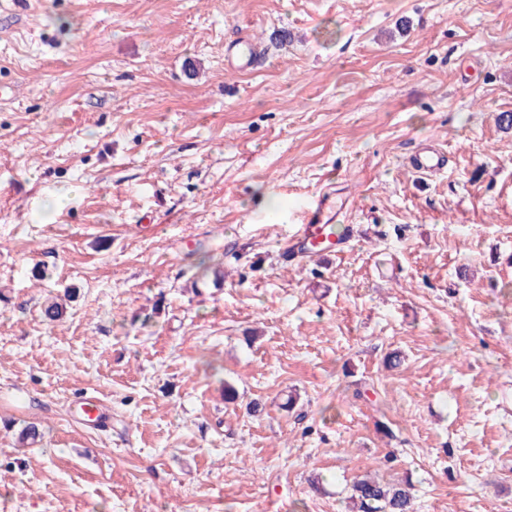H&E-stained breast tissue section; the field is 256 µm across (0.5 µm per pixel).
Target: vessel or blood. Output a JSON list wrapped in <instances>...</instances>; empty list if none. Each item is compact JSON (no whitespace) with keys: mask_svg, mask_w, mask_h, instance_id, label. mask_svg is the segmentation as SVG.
Listing matches in <instances>:
<instances>
[{"mask_svg":"<svg viewBox=\"0 0 512 512\" xmlns=\"http://www.w3.org/2000/svg\"><path fill=\"white\" fill-rule=\"evenodd\" d=\"M342 242V237L337 236L336 229L330 222L327 203L321 199L304 215L301 224L297 225L283 251V257L291 262L332 253L339 250ZM76 411L85 424L91 427L104 429L112 422L110 410L95 395H81Z\"/></svg>","mask_w":512,"mask_h":512,"instance_id":"1","label":"vessel or blood"}]
</instances>
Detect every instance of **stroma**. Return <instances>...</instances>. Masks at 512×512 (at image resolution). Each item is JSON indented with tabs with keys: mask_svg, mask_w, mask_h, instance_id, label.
<instances>
[{
	"mask_svg": "<svg viewBox=\"0 0 512 512\" xmlns=\"http://www.w3.org/2000/svg\"><path fill=\"white\" fill-rule=\"evenodd\" d=\"M0 84V512H512V0H0ZM331 219L327 213L326 200L322 197L304 215L302 223L297 224L295 232L284 248V259L291 262L341 249L340 245L345 241L336 235L334 225L330 224ZM76 412L82 417V419L79 418L91 427L106 429L112 422L110 410L96 395L82 394L76 405ZM409 481L380 483L360 478L350 487L354 512H412Z\"/></svg>",
	"mask_w": 512,
	"mask_h": 512,
	"instance_id": "stroma-1",
	"label": "stroma"
}]
</instances>
